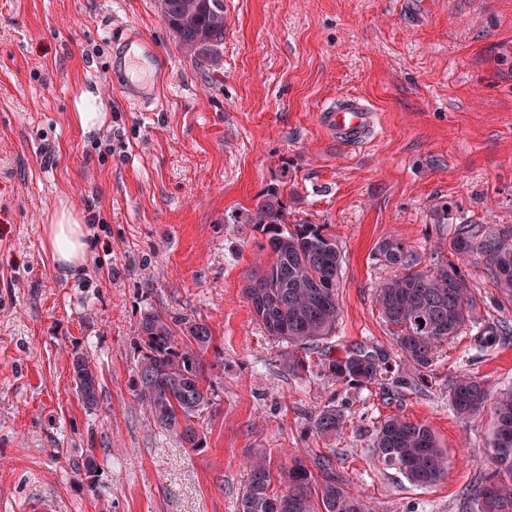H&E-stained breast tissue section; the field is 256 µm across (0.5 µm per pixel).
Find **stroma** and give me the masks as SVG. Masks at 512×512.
Listing matches in <instances>:
<instances>
[{
    "instance_id": "35a3bbf8",
    "label": "stroma",
    "mask_w": 512,
    "mask_h": 512,
    "mask_svg": "<svg viewBox=\"0 0 512 512\" xmlns=\"http://www.w3.org/2000/svg\"><path fill=\"white\" fill-rule=\"evenodd\" d=\"M429 2L419 14L409 0H224V43L195 60L158 0H0V512H238L247 462L263 450L277 471L334 452L374 512H474L493 415L460 418L449 384L472 373L512 390V336L488 332L512 324V307L479 257L458 260L475 320L417 376L376 304L395 274L377 247L399 236L433 268L454 259L457 225L512 232V0ZM128 28L166 59L158 105L130 106L112 86ZM86 88L104 110L90 134L72 117ZM347 94L375 113L358 146L321 122ZM273 186L290 223L320 225L343 254L332 356L376 351L391 377L355 389L291 372L287 343L256 320L243 286L268 253L244 217ZM62 200L95 241L70 277L42 247ZM232 214L238 223H225ZM150 310L214 337L194 448L135 401ZM78 356L99 377L93 409L74 389ZM327 406L345 416L343 433L313 429ZM389 415L435 432L449 456L441 482L414 486L378 459L372 438Z\"/></svg>"
}]
</instances>
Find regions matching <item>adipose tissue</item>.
<instances>
[{"mask_svg":"<svg viewBox=\"0 0 512 512\" xmlns=\"http://www.w3.org/2000/svg\"><path fill=\"white\" fill-rule=\"evenodd\" d=\"M43 247L56 268L66 272L81 268L93 248L85 215L70 203L59 202L47 217Z\"/></svg>","mask_w":512,"mask_h":512,"instance_id":"ef3b65f1","label":"adipose tissue"}]
</instances>
